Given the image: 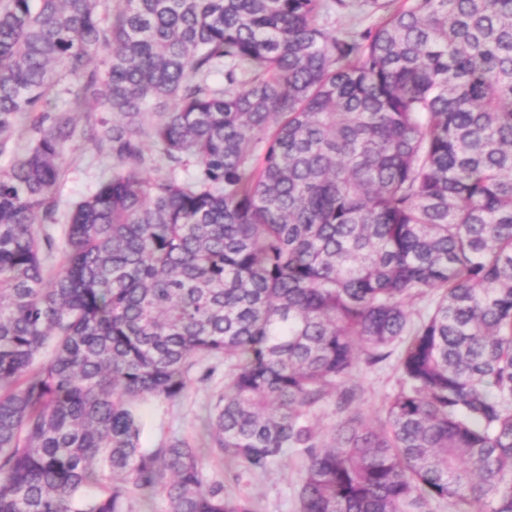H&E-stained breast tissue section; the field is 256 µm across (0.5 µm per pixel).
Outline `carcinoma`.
Masks as SVG:
<instances>
[{
  "mask_svg": "<svg viewBox=\"0 0 512 512\" xmlns=\"http://www.w3.org/2000/svg\"><path fill=\"white\" fill-rule=\"evenodd\" d=\"M77 139L112 166L63 215ZM6 154L0 512H255L142 444L198 359L207 444L303 455L298 512H512V0H0ZM353 381L360 388V402L363 421L377 426L384 417V406L397 389V373L394 360L367 367L364 364L357 370ZM340 420V415L336 413V405L333 399L323 402L315 411L312 424L319 434L321 440H328L336 424Z\"/></svg>",
  "mask_w": 512,
  "mask_h": 512,
  "instance_id": "carcinoma-1",
  "label": "carcinoma"
}]
</instances>
